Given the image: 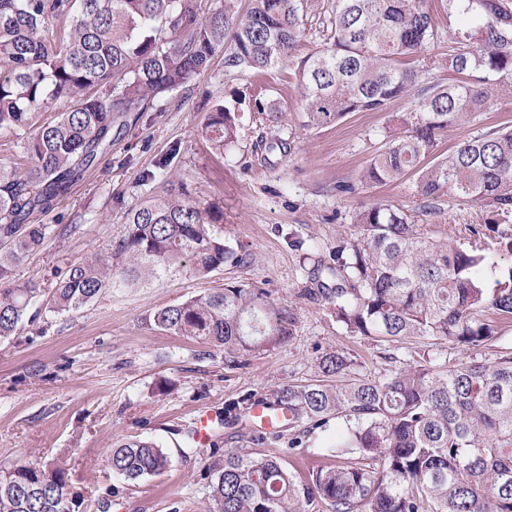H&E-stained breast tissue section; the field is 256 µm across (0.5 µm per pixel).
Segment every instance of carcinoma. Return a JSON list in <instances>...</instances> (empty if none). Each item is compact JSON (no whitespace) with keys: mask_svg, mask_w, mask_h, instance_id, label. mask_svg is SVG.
Masks as SVG:
<instances>
[{"mask_svg":"<svg viewBox=\"0 0 512 512\" xmlns=\"http://www.w3.org/2000/svg\"><path fill=\"white\" fill-rule=\"evenodd\" d=\"M460 24L448 31L443 62L455 84L432 79L424 56L442 32L426 0H333L323 44L299 57L305 34L300 0H0V139L21 141L0 164V338L46 310L76 311L117 283L135 286L200 278L248 253L224 244L222 213L191 199L169 179L130 213L113 249L72 264L53 288L16 285L13 268L43 242L54 210L112 145V130L155 99L206 72L230 42L224 66L250 72L292 67L309 126L354 112H385L406 101L390 145L362 179L385 184L409 172L425 199L448 191L494 213L512 212V129L482 127L447 159L441 138L455 124L476 126L512 96V0H446ZM412 62H406V59ZM239 105L215 103L200 134L213 152L238 143ZM63 107L57 116L43 114ZM356 236L329 259H313V287L348 333L378 343L409 337L489 348L512 320V268L489 286L486 256L421 236L399 208L376 203L355 212ZM153 326L224 349L227 363L288 344L293 311L237 281L219 292L157 310ZM353 360L322 355L318 376L281 384L262 403L288 415L291 447L342 424L325 449L336 465L301 479L274 455L241 449L214 465L206 512H512V352L448 368L428 358L382 379H356ZM112 474L135 483L170 458L155 442L129 440L107 455ZM112 500L87 499L56 459L0 469V512H109Z\"/></svg>","mask_w":512,"mask_h":512,"instance_id":"obj_1","label":"carcinoma"}]
</instances>
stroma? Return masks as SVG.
Returning <instances> with one entry per match:
<instances>
[{
  "label": "stroma",
  "instance_id": "stroma-1",
  "mask_svg": "<svg viewBox=\"0 0 512 512\" xmlns=\"http://www.w3.org/2000/svg\"><path fill=\"white\" fill-rule=\"evenodd\" d=\"M261 85L265 101L281 107L279 128L260 123L243 101ZM219 100L242 103L239 141L220 159L198 134ZM403 109L397 103L386 112H355L339 123L310 127L289 68L258 76L225 68L219 55L206 73L160 97L137 124L114 134L99 164L57 209L41 216L50 232L14 269L15 284L52 288L70 264L104 252L119 238L129 210L150 194L146 174L167 157L172 176L192 197L220 207L225 243L245 246L250 262L205 279L186 273L142 288H115L78 311L42 313L0 339V467L62 458L76 487L97 496L113 492L110 512H205L209 468L227 450L275 455L303 477L332 465L323 450L335 428L304 438L293 454L287 434L257 441L247 419H224L226 408L250 394L313 380L325 350L352 358L361 379L397 372L427 354L450 367L469 361L470 352L448 342L431 347L411 338L392 346L349 335L323 299L302 294L311 283L312 258L329 256L339 240L353 237L356 210L377 202L408 210L419 232L434 240L463 243L468 225H483L476 240L487 259L483 276L491 280L512 267V254L498 245L501 233H512V213L492 214L450 195L426 202L410 173L386 184L362 182L364 168L385 147L393 114ZM276 137L285 147L270 149ZM241 280L295 313L287 345L229 366L223 350L152 326L158 309ZM201 410L215 417L206 448L190 439ZM128 438L162 446L169 468L137 483L115 477L105 456Z\"/></svg>",
  "mask_w": 512,
  "mask_h": 512
}]
</instances>
